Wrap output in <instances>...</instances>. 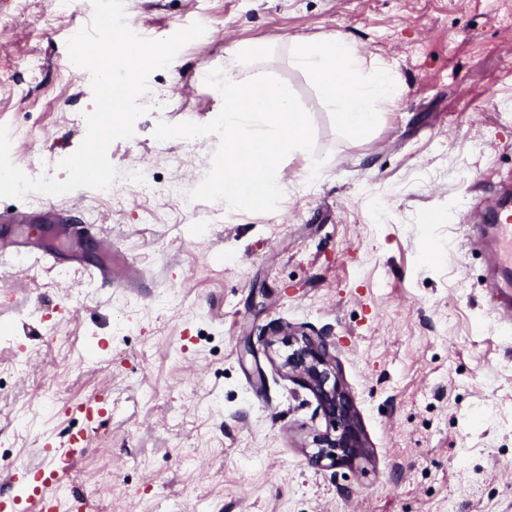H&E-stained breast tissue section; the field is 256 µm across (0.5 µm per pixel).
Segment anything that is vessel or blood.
<instances>
[{"label":"vessel or blood","instance_id":"1","mask_svg":"<svg viewBox=\"0 0 512 512\" xmlns=\"http://www.w3.org/2000/svg\"><path fill=\"white\" fill-rule=\"evenodd\" d=\"M489 224V238H475L476 246L490 244L497 269L512 272V199L503 198L499 206L483 216ZM83 422L80 430L42 439L39 452L44 465L26 468L10 462L0 463V476L11 485L0 493V512H60L63 503H75V495L61 497L70 468L90 448L93 436L105 417L113 413L112 399L100 393L72 406Z\"/></svg>","mask_w":512,"mask_h":512}]
</instances>
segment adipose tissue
Instances as JSON below:
<instances>
[{
	"label": "adipose tissue",
	"mask_w": 512,
	"mask_h": 512,
	"mask_svg": "<svg viewBox=\"0 0 512 512\" xmlns=\"http://www.w3.org/2000/svg\"><path fill=\"white\" fill-rule=\"evenodd\" d=\"M289 62L304 73L347 135L369 132L381 110L393 104L399 85L390 65L363 56L345 37L326 34L288 39Z\"/></svg>",
	"instance_id": "obj_1"
}]
</instances>
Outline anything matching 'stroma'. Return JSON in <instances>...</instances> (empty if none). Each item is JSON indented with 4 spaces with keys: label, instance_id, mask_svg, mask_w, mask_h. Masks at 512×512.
<instances>
[{
    "label": "stroma",
    "instance_id": "35a3bbf8",
    "mask_svg": "<svg viewBox=\"0 0 512 512\" xmlns=\"http://www.w3.org/2000/svg\"><path fill=\"white\" fill-rule=\"evenodd\" d=\"M0 0V124L31 177L86 134L90 75L68 71L67 41L91 0ZM129 26L162 40L206 31L149 80L158 96L135 135L113 142L118 172L141 165L152 194L115 180L0 198V449L40 464L39 443L81 428L72 402L103 390L117 411L68 476L83 512H512V305L482 228L512 184V0H125ZM337 33L393 66L400 89L365 134H341L288 39ZM243 45L272 47L257 69L291 86L326 162L280 164L270 212L184 206L215 136L157 140L158 122L207 123L220 103L202 73ZM88 228L112 275L85 286L78 250L27 262L26 224L46 212ZM437 221H428V214ZM326 337L367 454L316 462L330 432L282 361L283 325ZM26 361L24 374L11 370ZM109 484L85 498L88 481Z\"/></svg>",
    "mask_w": 512,
    "mask_h": 512
}]
</instances>
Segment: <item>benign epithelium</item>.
Returning <instances> with one entry per match:
<instances>
[{"label": "benign epithelium", "mask_w": 512, "mask_h": 512, "mask_svg": "<svg viewBox=\"0 0 512 512\" xmlns=\"http://www.w3.org/2000/svg\"><path fill=\"white\" fill-rule=\"evenodd\" d=\"M279 333L288 337L289 353L283 363L288 375L314 394L333 426L334 434L320 439L316 459H327L332 466L353 465L365 455L366 444L353 403L336 375L327 340L286 328Z\"/></svg>", "instance_id": "obj_1"}]
</instances>
